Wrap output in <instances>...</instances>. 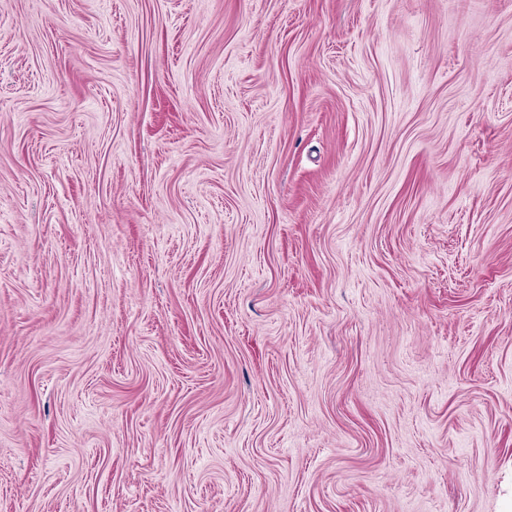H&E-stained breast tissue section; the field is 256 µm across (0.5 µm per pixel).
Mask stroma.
Instances as JSON below:
<instances>
[{"label": "stroma", "mask_w": 512, "mask_h": 512, "mask_svg": "<svg viewBox=\"0 0 512 512\" xmlns=\"http://www.w3.org/2000/svg\"><path fill=\"white\" fill-rule=\"evenodd\" d=\"M0 512H512V0H0Z\"/></svg>", "instance_id": "35a3bbf8"}]
</instances>
